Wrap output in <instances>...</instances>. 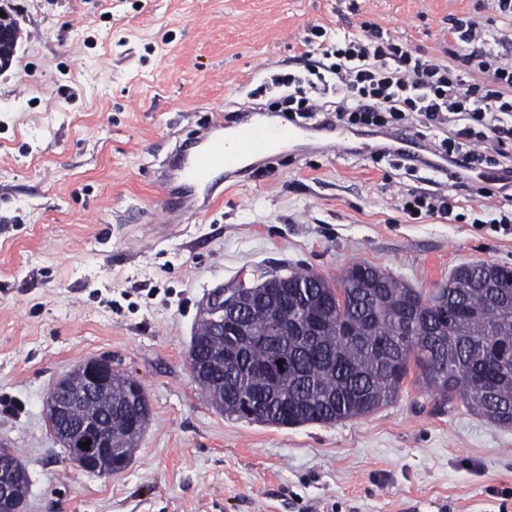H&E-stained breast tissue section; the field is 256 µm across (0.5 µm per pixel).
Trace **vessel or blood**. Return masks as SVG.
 Instances as JSON below:
<instances>
[{"label":"vessel or blood","instance_id":"b4317fda","mask_svg":"<svg viewBox=\"0 0 512 512\" xmlns=\"http://www.w3.org/2000/svg\"><path fill=\"white\" fill-rule=\"evenodd\" d=\"M222 116H215L209 131L177 150L180 184L177 195L165 198L161 208L171 218L182 210L203 209L223 183L224 175L241 171L243 164L277 149H291L308 135L305 127L273 125L240 113L228 136H221Z\"/></svg>","mask_w":512,"mask_h":512}]
</instances>
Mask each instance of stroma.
I'll return each instance as SVG.
<instances>
[{
	"label": "stroma",
	"mask_w": 512,
	"mask_h": 512,
	"mask_svg": "<svg viewBox=\"0 0 512 512\" xmlns=\"http://www.w3.org/2000/svg\"><path fill=\"white\" fill-rule=\"evenodd\" d=\"M357 13H349V4ZM20 28L0 72V440L27 512H512V428L414 379L396 401L282 428L215 410L187 364L212 290L285 267L336 278L365 261L429 292L456 266H512V224L396 205L428 170L375 160L379 134L309 139L254 161L206 211L169 222L170 154L236 109L253 73L288 70L307 24L358 20L439 55L449 15L490 0H8ZM94 358L141 383L151 422L130 465L75 469L48 423L53 382Z\"/></svg>",
	"instance_id": "stroma-1"
}]
</instances>
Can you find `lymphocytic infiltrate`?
<instances>
[{
	"label": "lymphocytic infiltrate",
	"mask_w": 512,
	"mask_h": 512,
	"mask_svg": "<svg viewBox=\"0 0 512 512\" xmlns=\"http://www.w3.org/2000/svg\"><path fill=\"white\" fill-rule=\"evenodd\" d=\"M490 30L471 15L449 16L448 59L397 42L363 21L359 30L332 38L320 25L298 41L291 72L272 80L278 95L267 112L315 114L320 129L372 125L381 131V156L413 166L444 163L448 188L402 197L413 212L444 217L448 191L512 197V51L491 48ZM437 131L424 151L406 150L400 138L415 117Z\"/></svg>",
	"instance_id": "lymphocytic-infiltrate-1"
}]
</instances>
